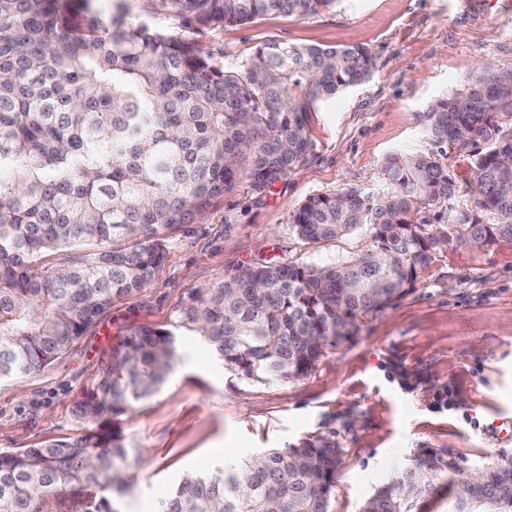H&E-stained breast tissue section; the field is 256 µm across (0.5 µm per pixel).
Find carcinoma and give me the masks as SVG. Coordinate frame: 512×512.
<instances>
[{
    "mask_svg": "<svg viewBox=\"0 0 512 512\" xmlns=\"http://www.w3.org/2000/svg\"><path fill=\"white\" fill-rule=\"evenodd\" d=\"M93 0H0V380L65 356L112 303L146 287L165 257L164 232L190 224L238 183L261 198L307 161L314 104L368 81L362 46L268 40L235 71L189 33L271 13L304 17L332 0H156L174 34L108 18ZM439 148L473 153L474 207L420 224L419 208L452 197L435 155L393 154L372 194H313L293 212L302 240L358 229L369 249L327 265L253 262L185 308L224 365L249 381L306 376L357 320L415 290L434 253L455 238L512 241V69L485 65L424 112ZM51 253L63 262L48 266ZM169 329L135 331L78 402L86 434L0 451V512H57L67 488L91 490L75 512H121L135 449L107 417L154 393L173 371ZM336 442L306 438L230 469L187 473L158 512H330ZM461 460L419 451L361 512H414L432 478ZM455 512H512V454L456 484Z\"/></svg>",
    "mask_w": 512,
    "mask_h": 512,
    "instance_id": "obj_1",
    "label": "carcinoma"
}]
</instances>
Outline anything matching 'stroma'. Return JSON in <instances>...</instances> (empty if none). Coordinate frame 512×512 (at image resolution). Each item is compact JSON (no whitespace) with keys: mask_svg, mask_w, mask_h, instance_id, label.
Instances as JSON below:
<instances>
[{"mask_svg":"<svg viewBox=\"0 0 512 512\" xmlns=\"http://www.w3.org/2000/svg\"><path fill=\"white\" fill-rule=\"evenodd\" d=\"M360 45L372 78L308 114L306 163L262 199L237 185L204 217L169 231L165 259L140 292L112 305L61 359L22 379L0 381V451L83 435L76 414L103 361L128 335L176 332L173 373L132 412L116 417L131 460L123 512H156L189 472L211 473L301 439H334L342 464L332 512L363 503L419 450L462 457L482 469L512 451V243L435 253L414 293L360 319L356 334L325 349L294 381L252 382L218 360L181 320L198 291L259 260L325 265L371 244L357 230L310 243L290 226L309 195L375 192L394 152L434 153L422 115L483 63L512 68V0H333L317 13L269 14L201 29L195 42L238 69L263 41Z\"/></svg>","mask_w":512,"mask_h":512,"instance_id":"1","label":"stroma"}]
</instances>
